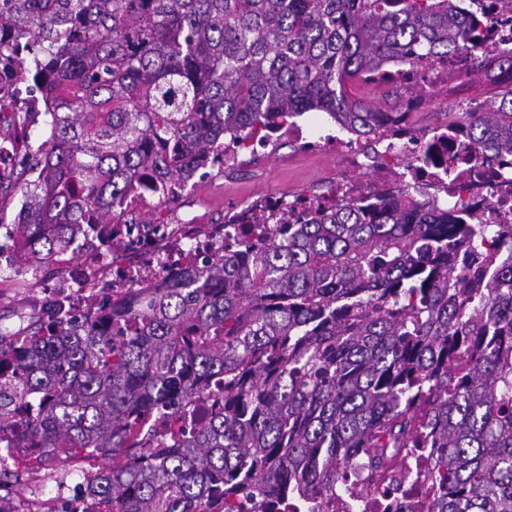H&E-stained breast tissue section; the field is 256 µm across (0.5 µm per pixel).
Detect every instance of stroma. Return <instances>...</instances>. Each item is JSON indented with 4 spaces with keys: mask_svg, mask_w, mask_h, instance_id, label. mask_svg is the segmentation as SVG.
I'll list each match as a JSON object with an SVG mask.
<instances>
[{
    "mask_svg": "<svg viewBox=\"0 0 512 512\" xmlns=\"http://www.w3.org/2000/svg\"><path fill=\"white\" fill-rule=\"evenodd\" d=\"M497 85L466 71L449 81L448 92L439 105H425L409 117L411 127L421 130L440 125L464 96L485 99L498 93ZM340 164L334 152L317 147L305 149L293 141L277 140L268 148L247 154L232 169L214 167L210 175L196 181L167 204L168 210L192 224H220L235 203L278 197L328 194L339 184ZM48 304L47 294L34 277H18L0 270V329L15 336L28 332L32 321L41 319Z\"/></svg>",
    "mask_w": 512,
    "mask_h": 512,
    "instance_id": "stroma-1",
    "label": "stroma"
}]
</instances>
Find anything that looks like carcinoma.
Returning a JSON list of instances; mask_svg holds the SVG:
<instances>
[{
  "label": "carcinoma",
  "instance_id": "1",
  "mask_svg": "<svg viewBox=\"0 0 512 512\" xmlns=\"http://www.w3.org/2000/svg\"><path fill=\"white\" fill-rule=\"evenodd\" d=\"M464 0H0V59L41 83L48 131L28 162L13 232L30 264L75 259L112 208L187 182L224 139L267 138L323 112L377 140L380 87L399 58L471 47ZM493 81L509 58L472 57ZM512 178V84L458 113ZM252 241L135 300L116 291L83 321L51 309L15 342L0 332V433L13 464L103 459L109 512H328L379 491L410 448H435L429 512H512V223L475 224L438 200L384 192L285 204ZM213 397L188 441L151 443L145 415Z\"/></svg>",
  "mask_w": 512,
  "mask_h": 512
}]
</instances>
